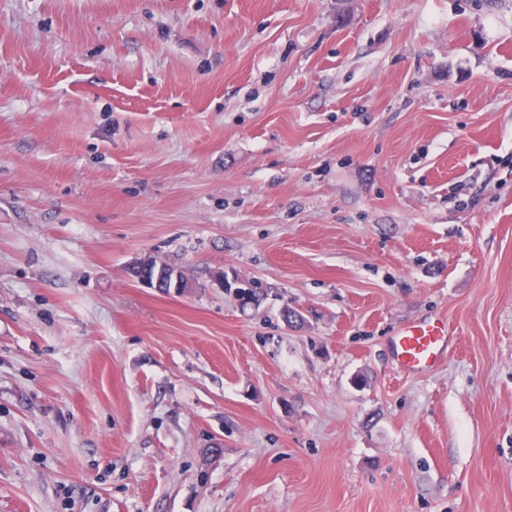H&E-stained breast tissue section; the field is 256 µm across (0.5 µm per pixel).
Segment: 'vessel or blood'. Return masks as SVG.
<instances>
[{
  "label": "vessel or blood",
  "mask_w": 512,
  "mask_h": 512,
  "mask_svg": "<svg viewBox=\"0 0 512 512\" xmlns=\"http://www.w3.org/2000/svg\"><path fill=\"white\" fill-rule=\"evenodd\" d=\"M394 357L401 370L424 371L437 366L450 345L449 330L442 318L409 323L392 338Z\"/></svg>",
  "instance_id": "vessel-or-blood-1"
}]
</instances>
